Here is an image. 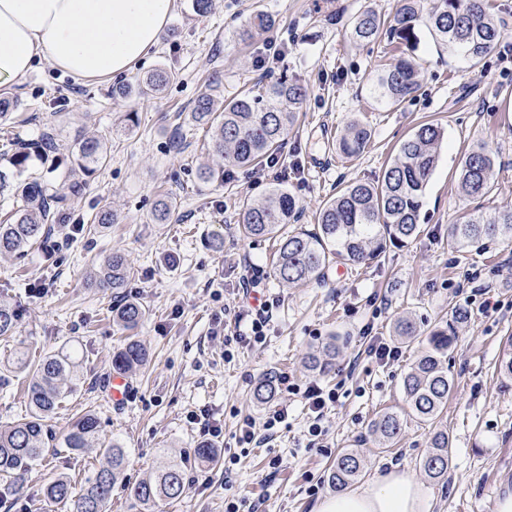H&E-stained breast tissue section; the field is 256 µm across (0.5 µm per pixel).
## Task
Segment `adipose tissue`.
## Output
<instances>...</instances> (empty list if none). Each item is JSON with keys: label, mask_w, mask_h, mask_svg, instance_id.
<instances>
[{"label": "adipose tissue", "mask_w": 512, "mask_h": 512, "mask_svg": "<svg viewBox=\"0 0 512 512\" xmlns=\"http://www.w3.org/2000/svg\"><path fill=\"white\" fill-rule=\"evenodd\" d=\"M176 0H0V85L46 62L75 80L129 73L157 47ZM315 512H428L421 484L392 471L326 495Z\"/></svg>", "instance_id": "adipose-tissue-1"}]
</instances>
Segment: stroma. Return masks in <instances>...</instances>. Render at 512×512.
Returning <instances> with one entry per match:
<instances>
[{
	"mask_svg": "<svg viewBox=\"0 0 512 512\" xmlns=\"http://www.w3.org/2000/svg\"><path fill=\"white\" fill-rule=\"evenodd\" d=\"M398 0H212L199 15L189 0H177L157 50L126 77L127 82L158 67L175 72L160 93L127 98L113 95L112 80L78 82L49 65L30 71L9 89L19 113L0 123L26 140L54 131L55 159H34L25 173L51 188L75 179L70 147L84 135L104 140L109 156L83 180L51 239L24 257L0 256V296L17 308L15 339L0 342V363L15 348L39 357L61 349L77 354L83 381L49 424L63 434L84 409H94L101 432L125 448L129 464L124 483L112 492L108 512H137L127 492L144 475L163 468L172 456L192 455L206 443L236 455L232 471L223 465L199 466L187 474V491L161 512H224L228 501L253 504L263 512H314L320 495L331 493L329 477L337 456L360 449L364 468L359 485L378 474L400 470L425 490L430 512H495L498 498L512 488V379L497 370L502 340L512 335V237L456 250L448 228L473 211L491 217L512 208V0H489L501 20V37L479 64L439 46L427 29L407 56L420 68L421 88L396 107L380 104L369 80L391 54L380 45L353 43L350 17L365 7L388 15ZM273 15L274 27L253 42L237 40V29L255 9ZM281 55L257 67L266 42ZM303 85L307 97L289 131L277 168H226L215 179L199 177L203 165H220L210 150L206 126L191 119L201 94L216 100L234 96L257 81L281 75ZM138 123L125 131L127 113ZM445 131L437 167L423 197V233L388 248L375 262L288 287L273 273L275 246L268 239L243 236L239 212L244 202L263 198L272 180L284 182L301 208L299 225L312 228L316 212L337 188L381 180L401 140L427 121ZM371 132L355 160L336 150L351 122ZM495 159L494 187L481 199L464 196L458 186L460 164L475 145ZM176 198L177 211L166 224L153 220L157 199ZM112 211L115 223L94 227L96 214ZM222 236L223 249L211 247ZM115 250L124 252L134 276L121 293L97 287L89 277ZM263 267L264 293L276 305L263 343L241 340L249 321L240 278L248 264ZM126 300L143 304L146 315L134 336L150 352L146 368L129 374L128 392L113 402L112 355L126 334L112 322V309ZM464 306L467 323L454 327L448 374L455 388L448 407L432 422L405 417L394 447H376L369 433L376 415L404 405L402 380L426 347L437 325ZM412 316L418 336L402 339L393 324ZM398 346L401 355L379 361L369 344ZM336 343L332 373L319 375L305 365L310 353ZM288 377L298 393L278 388L257 403L256 383L265 376ZM336 390L337 402L312 440L311 418L301 388L309 382ZM286 420L273 436L243 449L237 443L244 419L263 426L275 410ZM219 427V436L205 425ZM447 430L451 451L443 480L428 478L421 461L438 430ZM279 458L277 473L268 462ZM96 454H60L30 469L19 492L0 512H51L43 492L57 474L76 485L99 468Z\"/></svg>",
	"mask_w": 512,
	"mask_h": 512,
	"instance_id": "stroma-1",
	"label": "stroma"
}]
</instances>
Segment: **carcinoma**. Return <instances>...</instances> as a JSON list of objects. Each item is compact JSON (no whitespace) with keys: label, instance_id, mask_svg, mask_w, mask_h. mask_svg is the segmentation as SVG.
Here are the masks:
<instances>
[{"label":"carcinoma","instance_id":"cac0c4a2","mask_svg":"<svg viewBox=\"0 0 512 512\" xmlns=\"http://www.w3.org/2000/svg\"><path fill=\"white\" fill-rule=\"evenodd\" d=\"M400 6L385 17L367 7L349 21L351 39L360 44L386 42L398 52L394 61L383 65L371 79L370 90L382 105H397L420 89V72L416 63L404 57L417 41V30L423 25L435 40L478 64L497 44L500 25L487 11L482 0H399ZM275 24L272 15L255 12L252 20L238 32L246 42L254 34ZM175 74L160 67L135 83L116 89L119 95H153L163 90ZM304 86L286 78L273 83L255 85L245 94L224 100L222 111L214 109L211 96L196 101L192 118L212 130V152L228 167H252L276 155L298 118L297 109L306 96ZM444 138L441 126L425 123L418 127L397 149L382 180L354 183L336 191L317 210V224L311 229L286 230L294 223L299 205L294 196L278 181L265 197L243 206L240 226L244 235L272 239L275 242L274 273L284 285H299L320 280L333 262L355 266L375 260L394 244H404L422 232L420 214L422 198L437 165ZM370 140L368 128L357 122L347 125L336 142V150L347 158L359 156ZM5 165L0 168V194L10 186L9 179L22 176L30 161L56 150L55 136L46 133L37 142L18 137L4 139ZM107 160V148L96 137L77 140L71 149V167L91 176ZM495 159L481 145L475 146L461 161L459 188L471 198H483L494 184ZM82 183L69 184V192L53 191L37 180L16 183L13 197L18 205L6 222H0V254L24 256L42 243L57 216L64 211L68 195L80 192ZM174 210L169 198L161 197L154 208V220L168 223ZM512 233V210H504L486 219L481 215L464 224L451 226V246L466 248L503 233ZM133 276L131 266L119 252L108 257L95 276V282L112 292L126 287ZM144 316L143 308L126 300L112 310L113 322L124 331L136 329ZM19 321L17 308L0 300V340L16 334ZM454 337L448 328L437 327L427 336V348L416 360L403 380V392L409 413L415 418L436 420L448 403L453 380L445 366L448 349ZM339 350L329 343L321 351L307 357V367L317 373L331 368ZM149 361V351L140 341L129 336L112 356V368L135 372ZM499 373L512 378V336L507 337L498 364ZM24 373L28 377L29 413L0 427V503L15 495L25 473L47 453L62 452L81 455L97 448L106 465L97 469L81 487L71 478L57 475L44 489L51 503L72 512H107L112 489L126 464L123 447L116 441L101 438L99 421L91 410L78 416L61 440H56L46 427V420L72 394L80 381L79 361L70 353L58 352L31 362L19 351L5 364L0 386L9 384V374ZM274 380L267 376L253 390L256 401L263 403L273 395ZM402 414L387 410L372 422L370 432L377 447L390 448L401 434ZM448 432L440 430L432 439V449L422 460L425 473L433 479L448 475ZM189 463L184 458L170 461L155 475L141 479L129 489V496L140 506V512H156L159 503L180 499L185 490ZM362 473V457L355 449L344 451L331 472L332 486L345 489Z\"/></svg>","mask_w":512,"mask_h":512}]
</instances>
